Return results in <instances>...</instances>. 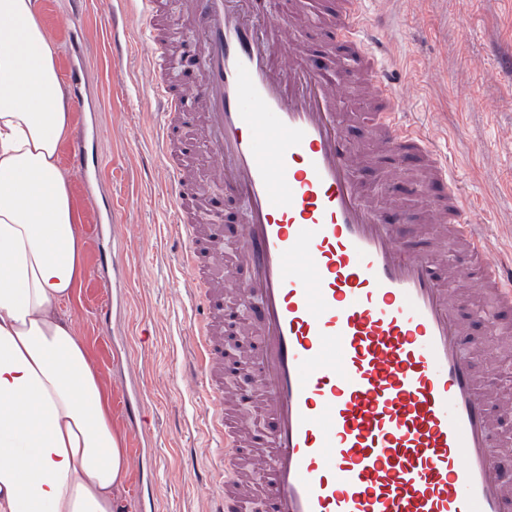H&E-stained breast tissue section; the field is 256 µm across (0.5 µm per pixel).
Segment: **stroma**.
Returning a JSON list of instances; mask_svg holds the SVG:
<instances>
[{"label": "stroma", "instance_id": "stroma-1", "mask_svg": "<svg viewBox=\"0 0 512 512\" xmlns=\"http://www.w3.org/2000/svg\"><path fill=\"white\" fill-rule=\"evenodd\" d=\"M56 39L58 70L69 59L68 0H37ZM383 36L384 73L406 122L432 133L464 195L488 206L473 229L494 257L512 258V0H361ZM87 96L97 105L99 156L115 222L98 237L99 199L78 176L71 191L85 241L84 274L68 312L101 375L129 470L115 512H209L224 489L217 441L186 374L195 346L193 288L175 248L172 208L154 152L157 117L138 87L142 57L111 66L109 21L85 20ZM112 306L100 326L96 305ZM500 397L512 398V335L473 353Z\"/></svg>", "mask_w": 512, "mask_h": 512}]
</instances>
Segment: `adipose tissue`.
I'll return each mask as SVG.
<instances>
[{
	"instance_id": "adipose-tissue-1",
	"label": "adipose tissue",
	"mask_w": 512,
	"mask_h": 512,
	"mask_svg": "<svg viewBox=\"0 0 512 512\" xmlns=\"http://www.w3.org/2000/svg\"><path fill=\"white\" fill-rule=\"evenodd\" d=\"M57 53L34 0H0V512H115L127 450L64 310L84 240Z\"/></svg>"
}]
</instances>
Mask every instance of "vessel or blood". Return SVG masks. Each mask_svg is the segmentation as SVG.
I'll list each match as a JSON object with an SVG mask.
<instances>
[{
    "label": "vessel or blood",
    "mask_w": 512,
    "mask_h": 512,
    "mask_svg": "<svg viewBox=\"0 0 512 512\" xmlns=\"http://www.w3.org/2000/svg\"><path fill=\"white\" fill-rule=\"evenodd\" d=\"M260 0H187L183 43L196 59L191 98L160 73L169 0H104L111 61L129 52L148 64L141 89L159 117L165 192L183 224L182 269L197 293L191 335L204 418L220 457L245 448L260 479L261 512H512V457L498 452L491 387L463 338L471 296L494 295L485 334L512 309V265L489 257L471 231L468 200L429 136L399 118L396 92L376 54L379 38L345 0L332 26L347 49L297 50L280 17L257 21ZM135 9L140 36L124 17ZM66 76L84 110L86 72ZM366 85L374 110L367 138L384 166L428 175L425 217L384 222L358 178L364 162L337 104ZM196 132L210 163L199 170L181 134ZM69 163L99 189L94 138L80 132ZM209 183L239 200L241 265L224 266V227L197 223ZM452 237L464 260L436 243ZM235 300L224 304V286ZM250 358L252 388L224 390V330ZM260 399L268 430L249 429L239 408ZM244 483L229 482L213 512H242Z\"/></svg>",
    "instance_id": "vessel-or-blood-1"
}]
</instances>
